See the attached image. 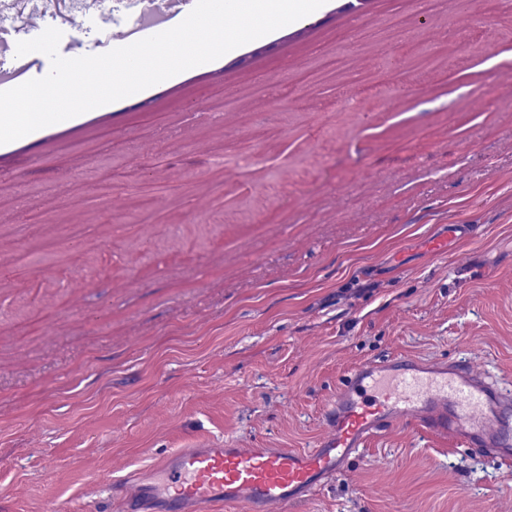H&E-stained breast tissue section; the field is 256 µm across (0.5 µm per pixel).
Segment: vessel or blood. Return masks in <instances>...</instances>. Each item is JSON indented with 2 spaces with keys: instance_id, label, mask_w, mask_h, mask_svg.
I'll return each instance as SVG.
<instances>
[{
  "instance_id": "obj_1",
  "label": "vessel or blood",
  "mask_w": 512,
  "mask_h": 512,
  "mask_svg": "<svg viewBox=\"0 0 512 512\" xmlns=\"http://www.w3.org/2000/svg\"><path fill=\"white\" fill-rule=\"evenodd\" d=\"M403 423L512 464V394L472 363L399 353L347 372L312 447L182 448L112 498L122 512H288Z\"/></svg>"
}]
</instances>
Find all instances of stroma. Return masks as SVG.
<instances>
[{
    "label": "stroma",
    "instance_id": "35a3bbf8",
    "mask_svg": "<svg viewBox=\"0 0 512 512\" xmlns=\"http://www.w3.org/2000/svg\"><path fill=\"white\" fill-rule=\"evenodd\" d=\"M345 2L0 145V512L310 447L361 361L512 383V0ZM298 512H512V469L400 427Z\"/></svg>",
    "mask_w": 512,
    "mask_h": 512
}]
</instances>
